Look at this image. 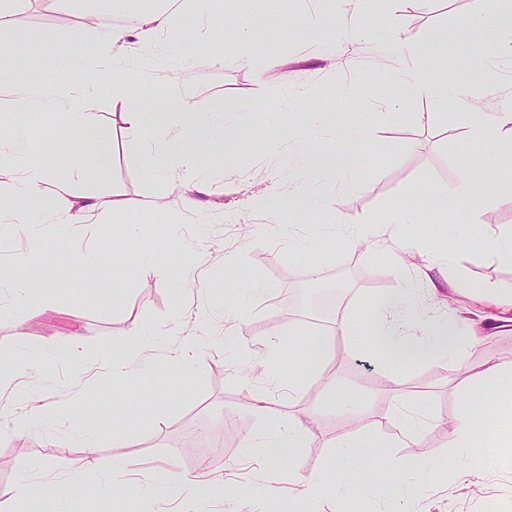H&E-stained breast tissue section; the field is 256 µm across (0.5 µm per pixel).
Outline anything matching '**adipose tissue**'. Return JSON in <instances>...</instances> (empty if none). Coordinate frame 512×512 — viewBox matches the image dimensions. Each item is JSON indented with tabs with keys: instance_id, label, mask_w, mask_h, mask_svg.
Segmentation results:
<instances>
[{
	"instance_id": "obj_1",
	"label": "adipose tissue",
	"mask_w": 512,
	"mask_h": 512,
	"mask_svg": "<svg viewBox=\"0 0 512 512\" xmlns=\"http://www.w3.org/2000/svg\"><path fill=\"white\" fill-rule=\"evenodd\" d=\"M16 6L17 0H0V72L5 69L4 58L14 56L24 57L26 69L51 70L52 65L46 59L28 55V37L17 27L14 19ZM172 17V12L163 6L150 12H131L126 25L105 34L97 69L111 72L117 79L127 77L131 73L127 63L132 51L136 50L141 60L132 73L136 74L141 84H153L160 73L172 69L164 52ZM472 32L484 33L487 51L512 58V6L496 7L491 16L483 10H476L469 16L464 30L457 33L456 40L462 54L470 63L476 64L483 59L485 51L472 47L468 39ZM94 91L95 87L89 81L60 85L46 79L42 81L38 94L42 99L60 104L82 121L86 135L80 141L78 150L88 165L101 170L105 163L98 139L93 133L94 118L86 110ZM419 92L460 104L469 116L467 134L475 145L485 148L494 138L505 136L512 139V113L483 111L480 98L467 94L457 79L449 78L445 66L427 70L415 68L404 73L397 91L388 98L387 105L393 110L400 109ZM124 119L130 126L142 131L151 130L160 123L173 126V134L168 141L147 143L145 157L154 173L166 174L178 193L173 198H146L139 202V212L148 215L164 211L174 202L186 210H194L199 196L206 194L209 189L208 181L200 175L204 158L228 149L238 130L237 125L228 121L219 126L213 120L201 117L186 95L173 97L165 112H154L143 104H133ZM288 165L305 169L308 177L289 182L277 197L278 210L299 218L315 211L318 203L316 183L325 173L328 161L318 149L302 141L289 155ZM80 174L77 168L49 172L37 160L21 154L18 148H11L8 162L0 164V183H10L15 198L1 202L0 213L21 211L22 215L30 218L29 231L36 236L45 223L55 225L61 233L66 234L74 228L97 223L108 213L126 209V201L116 197L76 193L74 181ZM494 192V186L488 185L483 193H464L447 199L435 197L430 189L423 188L416 192L411 204L393 208L374 220L349 223V241L389 254L400 278L399 288L376 299L370 312L374 342L394 363H410L421 351L430 348L438 351L451 367L462 370L470 354L478 348L479 339L460 341L448 334L449 323L441 319L434 320L433 325L444 329L445 337H435L425 343L409 334V324L426 313V298L437 295L443 289L458 290L461 283L449 275L436 280L423 271H408L400 250L403 231L408 224L414 223L420 211L431 206L444 208L451 205L460 214L473 216L485 208L488 197ZM307 439L308 431L299 421L271 420L248 438L247 445L261 449L263 464L274 468L284 460L296 461V451L305 447Z\"/></svg>"
}]
</instances>
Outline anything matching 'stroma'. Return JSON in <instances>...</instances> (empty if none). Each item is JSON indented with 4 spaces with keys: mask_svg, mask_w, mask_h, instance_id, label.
Instances as JSON below:
<instances>
[{
    "mask_svg": "<svg viewBox=\"0 0 512 512\" xmlns=\"http://www.w3.org/2000/svg\"><path fill=\"white\" fill-rule=\"evenodd\" d=\"M484 5L485 0H374L372 11L359 14L353 0H209L203 10L193 4L175 18L172 56L184 55L186 31L230 10L255 18L253 48L268 62L265 73L231 65L248 48L228 25L183 78L134 87L125 95L113 91L111 74L95 68L106 29L87 27L90 0H72L63 19L50 0L22 7L17 25L30 38V52L48 57L67 42L79 46L83 69L61 66L54 78L96 85L88 110L108 149L106 169H85L75 191L114 193L131 207L86 229L97 252L86 266L77 265L54 236L38 240L11 218L0 221V267L13 268L16 255L31 256L14 274L38 280L53 306L52 312L35 314L15 289L0 291V364L32 365L13 387L0 390V412L22 413L28 401L49 403L80 390L87 376L105 377L103 351L115 348L133 327L143 329L148 350L133 377L106 380L76 411L48 416L19 439L0 436V491L21 481L28 485L17 512H293L298 504L316 512H512V453L497 445L501 418L512 414V403L492 392L475 412L465 469H458L454 447L460 438L454 417L478 384L476 372L488 360L512 367V309L487 296L491 289L512 291V260L484 244L486 235L512 230V168L490 167L487 156L473 149L460 109L418 95L388 115L383 101L402 70L398 55L377 40L343 47L333 31L351 18L369 31H405L420 48V68L442 58L455 77L463 64L453 36ZM286 15L296 18L294 28L282 26ZM467 87L482 95L485 111L512 108V63L489 58L487 70L473 72ZM178 93L194 96L202 112L213 99H223L240 121L241 135L228 151L205 159L210 192L201 196L198 211L175 206L141 216L134 203L170 190L151 170L143 142L168 139L169 133L160 125L142 134L122 114L134 101L164 111ZM315 110L324 113V128H311ZM353 129L364 134L356 175L343 182L328 178L321 187L325 205L307 222L275 224L255 207L256 199L304 178V171L288 166L295 140L305 138L340 155ZM84 135L82 123L63 119L53 104H42L37 119L0 123V138L20 139L51 171L81 164L76 144ZM467 168L488 169L497 191L477 216L475 232L464 235L452 211L426 209L407 229V240L416 246L407 259L422 265L420 248L444 247L465 236V245L433 275L451 272L466 286L433 299L432 306L443 316L472 319L485 342L469 358V375L427 356L389 377L388 359L369 335V315L373 300L399 287L398 275L388 255L348 245L338 226L407 204L423 187L448 196L465 186L481 192L480 184H464ZM132 222L139 225L135 236L114 235V226ZM188 242L207 251L194 270L208 288L201 318L196 288L172 285L191 262ZM228 255L234 265L225 264ZM338 309L354 318V334L334 330L323 365L292 397L280 396L269 374L285 382L308 365L302 350L320 331L303 312ZM275 329L286 343L273 352L266 338ZM76 331L85 337L78 350L70 343ZM185 331L198 333L203 346L195 370L179 379L171 376L166 357ZM260 393L268 395L271 415L302 418L311 430L296 462L273 471L250 458L245 446L266 421L251 408ZM405 406L417 407L428 423L415 440L401 444L394 428L380 421ZM88 434L97 439L92 455L84 446ZM342 439L367 445V458L340 464L335 445ZM90 455L97 466L80 487L61 499L48 495V488L64 484L66 471H85ZM414 460L423 472L406 477L403 466ZM117 463L123 473L115 487H106ZM342 465L356 493H339L326 483L309 500L298 501V479L329 475ZM176 474L197 476L201 485L158 498V486ZM268 483L278 494L258 495V487Z\"/></svg>",
    "mask_w": 512,
    "mask_h": 512,
    "instance_id": "obj_1",
    "label": "stroma"
}]
</instances>
